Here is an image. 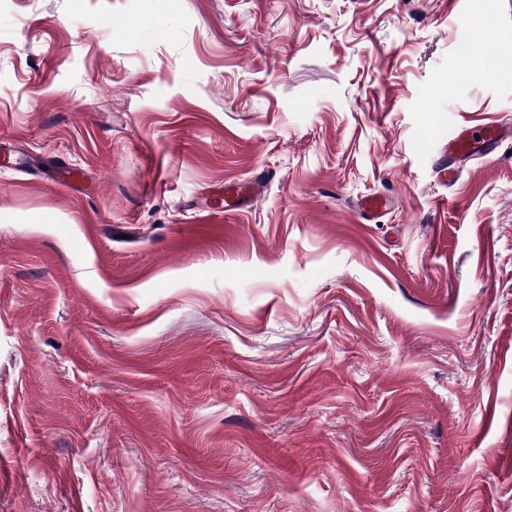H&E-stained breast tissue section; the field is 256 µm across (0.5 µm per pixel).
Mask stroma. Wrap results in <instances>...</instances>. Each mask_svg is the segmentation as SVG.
I'll return each mask as SVG.
<instances>
[{"label": "stroma", "mask_w": 512, "mask_h": 512, "mask_svg": "<svg viewBox=\"0 0 512 512\" xmlns=\"http://www.w3.org/2000/svg\"><path fill=\"white\" fill-rule=\"evenodd\" d=\"M494 2L0 0V512H512ZM512 134L511 116L500 117L485 125L483 128V138L478 140L472 129L467 126L456 128L448 136V157L467 156L472 152H480V146L489 147L491 144L498 143L500 136L504 133Z\"/></svg>", "instance_id": "1"}]
</instances>
